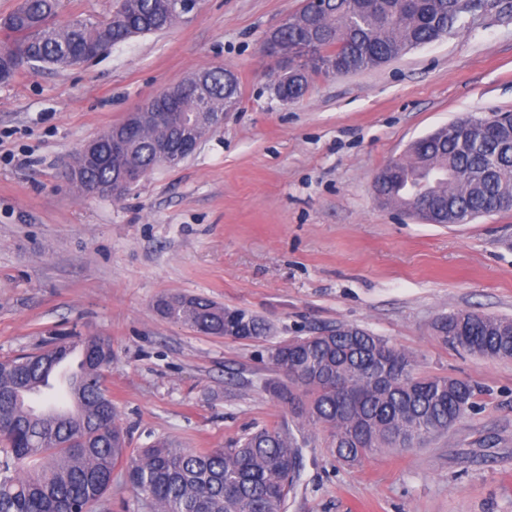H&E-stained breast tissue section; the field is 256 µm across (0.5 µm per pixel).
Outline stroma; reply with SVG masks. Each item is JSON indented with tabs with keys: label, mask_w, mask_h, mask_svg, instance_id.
Wrapping results in <instances>:
<instances>
[{
	"label": "stroma",
	"mask_w": 512,
	"mask_h": 512,
	"mask_svg": "<svg viewBox=\"0 0 512 512\" xmlns=\"http://www.w3.org/2000/svg\"><path fill=\"white\" fill-rule=\"evenodd\" d=\"M302 5L197 0L166 31L0 83V359L110 337L106 384L130 449L227 448L284 416L262 387L272 343L359 326L482 393L448 433L357 465L314 431L286 512H512V359L457 352L432 330L457 310L512 317V211L427 224L373 188L410 142L512 112V12L465 17L377 68L312 74L283 102L262 44ZM204 67L231 70L239 102L191 158L119 200L65 182L85 142ZM166 293L252 312L270 335L195 332L155 311Z\"/></svg>",
	"instance_id": "obj_1"
}]
</instances>
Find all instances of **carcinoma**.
Masks as SVG:
<instances>
[{"instance_id":"obj_1","label":"carcinoma","mask_w":512,"mask_h":512,"mask_svg":"<svg viewBox=\"0 0 512 512\" xmlns=\"http://www.w3.org/2000/svg\"><path fill=\"white\" fill-rule=\"evenodd\" d=\"M169 0H116L110 17L76 19L58 26L60 0H19L0 21V77L9 80L36 63L70 66L89 44L122 43L168 29L175 15ZM470 0H326L318 26L322 36L309 53L298 32L304 11L280 27L295 56L297 75L282 91L294 99L312 72L346 74L375 68L408 49L431 43L453 29ZM209 103L219 104L238 85L224 69L205 71ZM197 99L183 97L178 111L197 121ZM459 130H437L413 142L405 158L383 168L375 193L403 210L427 209L435 224H467L512 206V120L466 117ZM157 163L155 139L131 140L126 154L104 166L78 170L75 187L84 195L112 182L127 164ZM156 310L205 335L228 337L224 307L208 297L175 293ZM245 338L268 337L266 322L236 311ZM434 335L445 344L487 359L512 358V319L458 310L439 315ZM80 349L78 415H45L58 390L50 383L58 363ZM275 376L264 382L292 421L245 434L233 448H181L159 439L135 455L116 422V409L102 371L112 363L104 336L63 339L50 349L0 361V512H95L112 488L114 473L145 496L155 512H285L303 467L309 432L326 434L336 458L356 463L386 448H413L442 435L474 407L478 386L418 370L414 354L357 326L340 324L273 345Z\"/></svg>"}]
</instances>
